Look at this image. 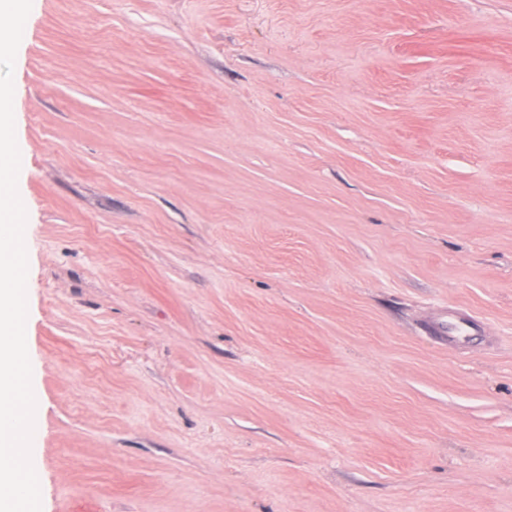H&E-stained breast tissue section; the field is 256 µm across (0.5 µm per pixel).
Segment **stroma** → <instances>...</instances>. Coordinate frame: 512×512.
Returning a JSON list of instances; mask_svg holds the SVG:
<instances>
[{
    "mask_svg": "<svg viewBox=\"0 0 512 512\" xmlns=\"http://www.w3.org/2000/svg\"><path fill=\"white\" fill-rule=\"evenodd\" d=\"M14 94L42 512H512V0H36Z\"/></svg>",
    "mask_w": 512,
    "mask_h": 512,
    "instance_id": "obj_1",
    "label": "stroma"
}]
</instances>
